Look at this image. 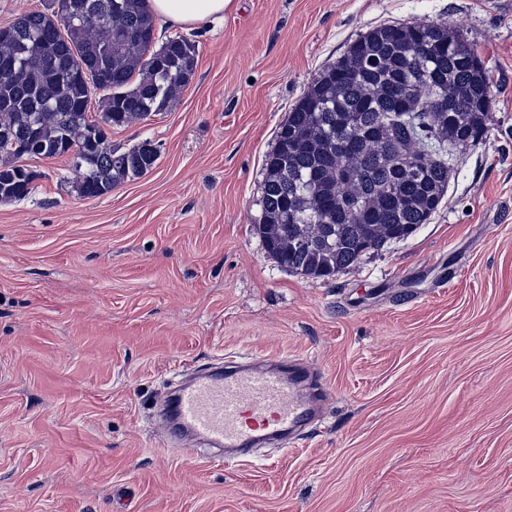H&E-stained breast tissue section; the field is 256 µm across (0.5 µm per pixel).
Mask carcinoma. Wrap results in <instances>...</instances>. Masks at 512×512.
Returning a JSON list of instances; mask_svg holds the SVG:
<instances>
[{
	"label": "carcinoma",
	"mask_w": 512,
	"mask_h": 512,
	"mask_svg": "<svg viewBox=\"0 0 512 512\" xmlns=\"http://www.w3.org/2000/svg\"><path fill=\"white\" fill-rule=\"evenodd\" d=\"M22 11L0 35V194L25 198L27 156H69L75 189L102 197L151 171V141L112 147L101 124L124 127L164 112L193 79L196 45L177 35L155 47L147 0H88L90 17L56 23ZM97 99V117L89 115ZM486 68L450 27L379 25L325 67L288 112L266 154L255 229L281 267L332 278L426 224L448 190L447 147L488 130Z\"/></svg>",
	"instance_id": "obj_1"
}]
</instances>
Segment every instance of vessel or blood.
<instances>
[{
  "label": "vessel or blood",
  "instance_id": "1",
  "mask_svg": "<svg viewBox=\"0 0 512 512\" xmlns=\"http://www.w3.org/2000/svg\"><path fill=\"white\" fill-rule=\"evenodd\" d=\"M311 386V371L285 360L276 367H218L177 386L159 413L171 435L200 436L239 454L311 421L318 402Z\"/></svg>",
  "mask_w": 512,
  "mask_h": 512
}]
</instances>
